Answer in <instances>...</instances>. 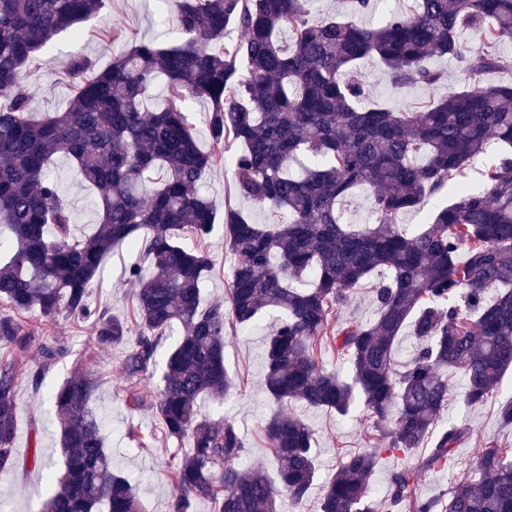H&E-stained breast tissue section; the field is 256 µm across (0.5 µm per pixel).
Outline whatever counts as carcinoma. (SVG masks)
Returning a JSON list of instances; mask_svg holds the SVG:
<instances>
[{
  "label": "carcinoma",
  "mask_w": 512,
  "mask_h": 512,
  "mask_svg": "<svg viewBox=\"0 0 512 512\" xmlns=\"http://www.w3.org/2000/svg\"><path fill=\"white\" fill-rule=\"evenodd\" d=\"M182 41L161 48L133 40L103 68L83 57L69 62L76 94L67 106L35 121L18 92L23 67L62 32L77 31L105 0H0V471L14 463L16 382L34 337L24 314L53 319L64 312L95 316L97 343L128 341L130 327L105 309H90L89 288L104 257L126 242L148 243V271L128 269L137 285L138 332L124 361L125 402L149 408L168 438L191 439L171 473L172 512H280L267 476L242 466L249 448L233 422L201 412L198 400L222 402L234 381L224 359L228 331L281 313L267 341L262 388L277 406L266 420L267 443L282 492L302 502L318 469L315 437L303 419L285 413L291 401L346 416L363 408L372 428L388 434L387 451L415 458L394 473L383 502L370 492L377 454L357 452L327 480L320 512H512V448L481 450L475 476L447 494L422 499L420 472L444 465L472 430L451 424L434 432L448 407V370L463 374L469 406L496 400L512 367V82L483 84L512 69L501 52L512 43V0H412L379 25L362 18L374 0H346L341 18L310 19L308 0H172ZM241 33L227 39L228 29ZM468 29L482 43L464 53ZM290 33L292 44L278 34ZM224 41L217 49L214 44ZM374 57L398 88L436 90L444 74L435 58H451L473 85L429 99L411 111L373 100L358 71ZM168 79L160 112L146 108L157 74ZM211 104L210 136L241 145L234 158L237 193L286 218L255 224L233 209L224 214L233 257L226 302L202 305L211 267L180 232L208 237L216 224L199 192L204 173L222 162L203 152L188 120L191 103ZM499 152L473 188L466 169ZM58 155L77 164L95 189L97 227L73 234L70 201L51 176ZM358 187L370 193L375 219L362 228L343 222L340 205ZM451 201L410 230L399 216L425 198ZM384 279L373 283L374 274ZM311 278V287L294 283ZM370 285L376 317L331 332L333 310ZM181 337L165 359L155 390L142 379L173 328ZM420 348L394 362L405 329ZM344 355L352 379L317 363V342ZM67 354L64 343L42 349L48 366ZM99 379L76 370L48 394L60 425L63 472L43 463L54 490L43 512H143L129 478L112 467L102 421L92 407ZM418 448L426 452L418 457Z\"/></svg>",
  "instance_id": "1"
}]
</instances>
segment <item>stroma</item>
<instances>
[{
    "label": "stroma",
    "mask_w": 512,
    "mask_h": 512,
    "mask_svg": "<svg viewBox=\"0 0 512 512\" xmlns=\"http://www.w3.org/2000/svg\"><path fill=\"white\" fill-rule=\"evenodd\" d=\"M170 0H106L99 15L86 21L79 33L65 32L35 55L25 66L20 91L34 109L35 118L63 109L75 94V86L64 75L67 64L88 57L98 66L111 63L114 56L126 52L132 38L154 41L159 47L176 45L177 39L169 21ZM360 68L373 88L374 98L390 107L412 110L421 106L428 93L419 88H396L386 68L375 59L363 60ZM209 106L193 104L188 119L194 128L198 146L203 151L220 150L223 161L207 171L202 190L211 200L216 213L234 207L248 214L255 223L268 224L273 220L269 210L258 208L239 198L234 191L232 158L235 143L227 141L214 146L209 137L207 120ZM53 174L73 203V231L86 236L95 228L94 191L84 184L74 161L59 156L52 166ZM182 243L190 249H203L212 260V270L202 287L203 303L221 301L231 277V258L225 247L223 229H216L205 242L191 234H183ZM145 249L125 245L113 248L105 259L102 273L94 283L90 305L105 308L127 323L136 319V285L127 277L131 266H147ZM29 321L37 325V338L32 343L20 371L16 390V437L14 465L0 472V512H40L51 489L44 479L41 459L62 463L60 429L48 402L51 390L61 386L75 369L95 374L100 380L94 405L104 419L103 436L112 451L115 467L136 484L146 512H171L173 493L169 472L174 448H189V440L175 442L166 438L159 418L147 408L129 409L125 404L123 360L126 345L101 348L95 342L93 318L73 320L64 316L53 321L42 320L39 313L28 312ZM275 324L267 316L261 326L231 331L225 347L229 370L238 379V388L223 403L203 400L209 412L224 414L244 436L249 455L245 467L274 473L276 464L263 435V425L269 412L260 389L266 361L267 338ZM62 340L70 354L51 365H43L42 348ZM41 371V380H34V371ZM452 386L448 407L439 424L466 422L473 434L470 442L457 449L446 467L422 472L417 491L421 498L430 499L447 493L464 476L473 474L481 448L500 445L512 448V425L502 422L497 406L488 403L467 406L463 399V379L459 373L449 375ZM289 413L301 416L314 429L315 448L320 477L299 506H286L285 512H319V501L325 481L335 473L338 463L347 454L366 449H379V462L371 481L375 499H383L392 473L404 468L408 460L403 455L385 453L384 440L378 438L363 418L362 411L347 416L314 409L295 401Z\"/></svg>",
    "instance_id": "35a3bbf8"
}]
</instances>
